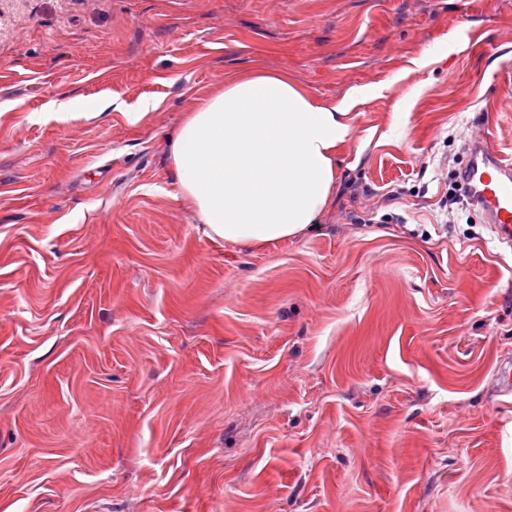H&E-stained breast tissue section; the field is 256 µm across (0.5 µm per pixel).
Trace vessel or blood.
<instances>
[{
    "instance_id": "vessel-or-blood-1",
    "label": "vessel or blood",
    "mask_w": 512,
    "mask_h": 512,
    "mask_svg": "<svg viewBox=\"0 0 512 512\" xmlns=\"http://www.w3.org/2000/svg\"><path fill=\"white\" fill-rule=\"evenodd\" d=\"M463 193L491 224L501 243L512 244V161L503 158L487 135L470 145L461 177Z\"/></svg>"
}]
</instances>
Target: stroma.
Here are the masks:
<instances>
[{"instance_id":"1","label":"stroma","mask_w":512,"mask_h":512,"mask_svg":"<svg viewBox=\"0 0 512 512\" xmlns=\"http://www.w3.org/2000/svg\"><path fill=\"white\" fill-rule=\"evenodd\" d=\"M256 64L353 135L246 250L164 144ZM484 132L512 0H0V512H512V247L449 209Z\"/></svg>"}]
</instances>
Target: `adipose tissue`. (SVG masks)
<instances>
[{"mask_svg": "<svg viewBox=\"0 0 512 512\" xmlns=\"http://www.w3.org/2000/svg\"><path fill=\"white\" fill-rule=\"evenodd\" d=\"M348 109L312 96L284 68L216 81L167 140L175 200L209 237L242 248L316 229L336 195Z\"/></svg>", "mask_w": 512, "mask_h": 512, "instance_id": "obj_1", "label": "adipose tissue"}]
</instances>
